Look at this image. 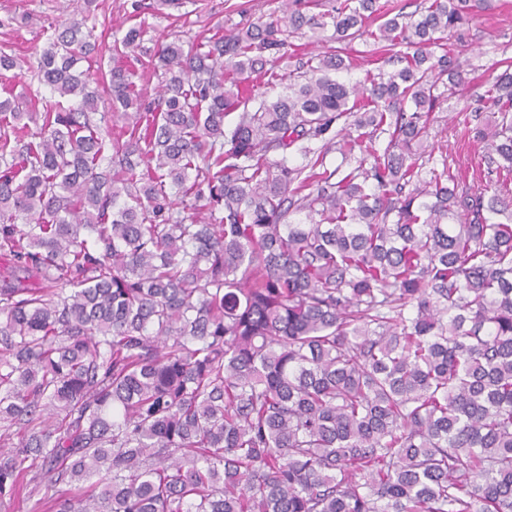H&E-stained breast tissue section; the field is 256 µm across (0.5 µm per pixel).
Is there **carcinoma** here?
<instances>
[{
  "instance_id": "carcinoma-1",
  "label": "carcinoma",
  "mask_w": 512,
  "mask_h": 512,
  "mask_svg": "<svg viewBox=\"0 0 512 512\" xmlns=\"http://www.w3.org/2000/svg\"><path fill=\"white\" fill-rule=\"evenodd\" d=\"M428 2L373 31L375 0H289L204 51L131 25L153 106L122 63L76 69L96 16L41 25L56 110L0 89V512H512V199L415 159L464 81L462 3ZM329 26L400 67L364 89L325 53L257 92L286 29ZM487 100L512 168L511 62ZM337 138L358 166L318 171Z\"/></svg>"
}]
</instances>
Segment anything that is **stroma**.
I'll return each mask as SVG.
<instances>
[{"label": "stroma", "instance_id": "stroma-1", "mask_svg": "<svg viewBox=\"0 0 512 512\" xmlns=\"http://www.w3.org/2000/svg\"><path fill=\"white\" fill-rule=\"evenodd\" d=\"M141 4V17L150 38L167 41L175 25L157 13L155 0H104L100 11L112 19L113 27H127L132 2ZM283 0H189L184 9L183 41L201 43L215 32L216 25L232 30L237 25L261 19L284 17ZM468 21L454 30L450 43L461 44L460 60L466 82L432 114L428 147L429 166L447 165L449 175L471 186L484 185L485 142L479 131L490 121L485 112L486 92L503 70V60H512V0H469ZM85 0H0V47L12 49L21 60L32 59L44 40L39 19L56 21L65 13L79 14Z\"/></svg>", "mask_w": 512, "mask_h": 512}]
</instances>
